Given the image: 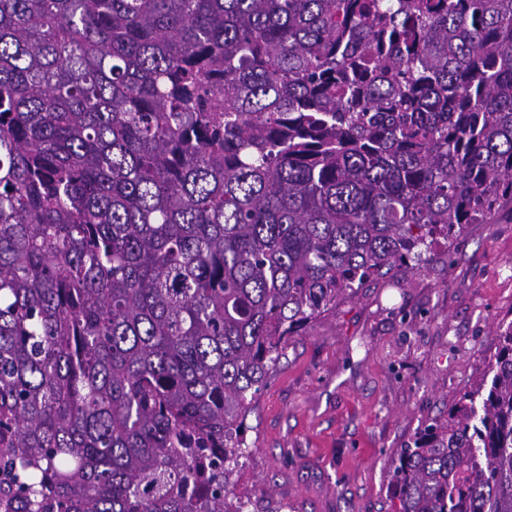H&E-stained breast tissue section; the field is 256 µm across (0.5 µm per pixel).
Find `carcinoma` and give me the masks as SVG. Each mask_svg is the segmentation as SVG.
Wrapping results in <instances>:
<instances>
[{"mask_svg": "<svg viewBox=\"0 0 512 512\" xmlns=\"http://www.w3.org/2000/svg\"><path fill=\"white\" fill-rule=\"evenodd\" d=\"M512 203V0H0V512H244L288 340ZM512 512V320L392 460Z\"/></svg>", "mask_w": 512, "mask_h": 512, "instance_id": "obj_1", "label": "carcinoma"}]
</instances>
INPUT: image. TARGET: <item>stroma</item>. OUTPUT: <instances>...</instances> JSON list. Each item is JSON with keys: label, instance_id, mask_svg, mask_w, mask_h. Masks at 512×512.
Listing matches in <instances>:
<instances>
[{"label": "stroma", "instance_id": "35a3bbf8", "mask_svg": "<svg viewBox=\"0 0 512 512\" xmlns=\"http://www.w3.org/2000/svg\"><path fill=\"white\" fill-rule=\"evenodd\" d=\"M510 312L507 204L289 340L247 417L237 495L259 512H395L394 453L469 388Z\"/></svg>", "mask_w": 512, "mask_h": 512}]
</instances>
